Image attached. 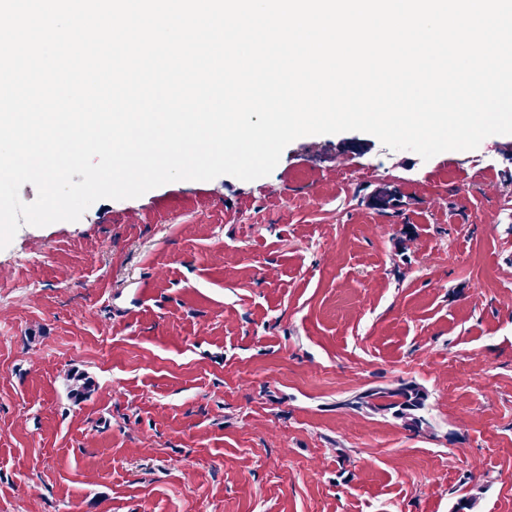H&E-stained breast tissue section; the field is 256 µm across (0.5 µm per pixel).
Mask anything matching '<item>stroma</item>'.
<instances>
[{"label":"stroma","instance_id":"1","mask_svg":"<svg viewBox=\"0 0 512 512\" xmlns=\"http://www.w3.org/2000/svg\"><path fill=\"white\" fill-rule=\"evenodd\" d=\"M383 183L398 211L372 206ZM403 381L432 432L343 406ZM465 496L512 512V135L427 161L303 136L268 176L101 199L0 250V512Z\"/></svg>","mask_w":512,"mask_h":512}]
</instances>
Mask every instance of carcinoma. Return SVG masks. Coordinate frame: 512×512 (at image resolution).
<instances>
[{
	"label": "carcinoma",
	"instance_id": "1",
	"mask_svg": "<svg viewBox=\"0 0 512 512\" xmlns=\"http://www.w3.org/2000/svg\"><path fill=\"white\" fill-rule=\"evenodd\" d=\"M400 202L398 189L389 184L378 186L372 196V206L381 211L396 210ZM91 381L82 374L69 378V388L74 401L83 400L90 390ZM351 409L369 408L400 421L404 429L422 433L430 427L428 419V394L415 383H403L396 388H377L365 391L346 402Z\"/></svg>",
	"mask_w": 512,
	"mask_h": 512
}]
</instances>
